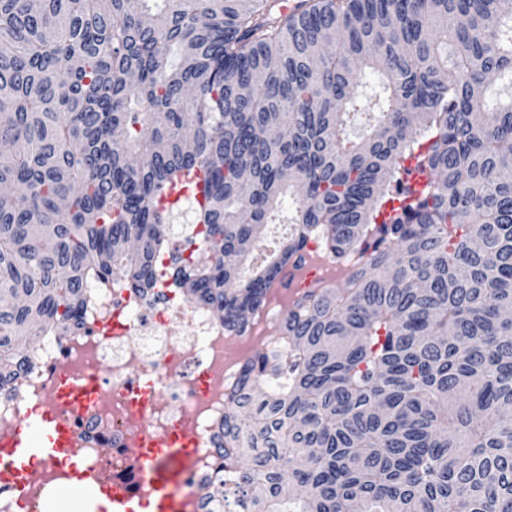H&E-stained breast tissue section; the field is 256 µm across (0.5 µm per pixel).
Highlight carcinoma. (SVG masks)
<instances>
[{"instance_id":"cac0c4a2","label":"carcinoma","mask_w":512,"mask_h":512,"mask_svg":"<svg viewBox=\"0 0 512 512\" xmlns=\"http://www.w3.org/2000/svg\"><path fill=\"white\" fill-rule=\"evenodd\" d=\"M362 66L385 91L363 107ZM506 75L512 0H0V390L92 278L240 330L308 244L347 264L372 238L250 361L217 453L253 512H512ZM408 160L429 184L405 205ZM195 174L175 240L161 200Z\"/></svg>"}]
</instances>
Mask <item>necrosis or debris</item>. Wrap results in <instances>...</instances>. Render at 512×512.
Returning a JSON list of instances; mask_svg holds the SVG:
<instances>
[{"mask_svg": "<svg viewBox=\"0 0 512 512\" xmlns=\"http://www.w3.org/2000/svg\"><path fill=\"white\" fill-rule=\"evenodd\" d=\"M87 316L69 334H45L31 366L14 387L0 391V431L19 424L30 404L53 397L61 369L95 376V400L81 413L61 409L74 439L72 452L110 480L132 481L130 432L160 437L187 429L192 444L177 457L178 495L187 512H202L216 479L224 481V512H242L239 472L214 452V437L232 409L240 374L250 362L248 336L227 331L217 315L169 296L150 304L120 276L90 283ZM111 447V460L99 448ZM23 490L0 485V512H51L66 474L37 464Z\"/></svg>", "mask_w": 512, "mask_h": 512, "instance_id": "1", "label": "necrosis or debris"}]
</instances>
